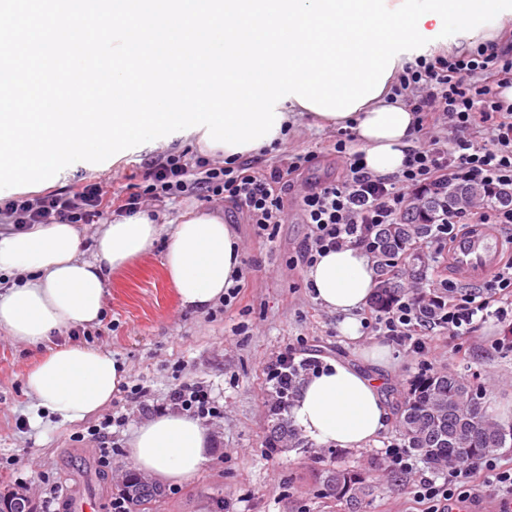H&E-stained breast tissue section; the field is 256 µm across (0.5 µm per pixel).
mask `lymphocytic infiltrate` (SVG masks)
Masks as SVG:
<instances>
[{
	"label": "lymphocytic infiltrate",
	"instance_id": "obj_1",
	"mask_svg": "<svg viewBox=\"0 0 512 512\" xmlns=\"http://www.w3.org/2000/svg\"><path fill=\"white\" fill-rule=\"evenodd\" d=\"M502 41L499 47L481 44L460 54L422 57L403 70L395 92L409 99L422 136L408 150L397 174L383 177L370 172L362 152L352 149L350 133H340L329 144V151L343 162V176L312 188L299 200L308 227L302 254L305 265L347 243L367 247L371 225L396 223L408 193L447 181L512 188V104L498 94L512 85V32L504 34ZM475 72L482 73V84L470 83ZM445 123L454 130V137L445 141L433 137V130ZM486 131L491 142L484 145L477 136ZM319 159V151L311 150L260 168L237 158L220 164L204 155L189 159L165 153L152 162L140 191L109 200L98 183L89 182L74 193L36 199L14 196L0 200V221L16 232L34 224H93L110 213L131 216L146 202L163 204L191 192L206 202L230 203L260 235L270 225L283 223V188ZM511 312L512 256L479 287L462 292L449 286L448 307L437 324L449 335L465 338L488 319H503ZM418 324L414 306L407 300L363 321L364 328L422 354L427 346L416 337ZM170 403L204 421L224 415L211 391L199 382L174 389ZM490 487L501 493L499 512H512V465L494 456L477 460L467 469L449 471L444 483L429 479L415 484L414 497L428 503V512H447L450 502L479 501Z\"/></svg>",
	"mask_w": 512,
	"mask_h": 512
}]
</instances>
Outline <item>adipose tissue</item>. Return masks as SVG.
Returning <instances> with one entry per match:
<instances>
[{
    "label": "adipose tissue",
    "mask_w": 512,
    "mask_h": 512,
    "mask_svg": "<svg viewBox=\"0 0 512 512\" xmlns=\"http://www.w3.org/2000/svg\"><path fill=\"white\" fill-rule=\"evenodd\" d=\"M321 122L352 128L367 168L378 175L401 170L417 126L415 113L388 87L352 113L325 115ZM161 237L165 270L182 306L203 312L222 299L241 266V248L235 229L216 211L188 214L167 234L146 214L104 225L89 260L80 259L82 241L71 224L0 231V273L15 278L0 294V333L38 345L52 332L98 322L112 273ZM305 277L314 300L341 315L342 334L359 338L358 314L376 284L372 257L348 244L321 255ZM126 376L125 365L112 353L72 343L50 350L26 375L25 388L36 413L73 422L108 405ZM291 414L306 437L352 449L375 442L390 417L378 379L336 361L304 380ZM210 445L208 427L170 413L142 423L127 455L154 479L182 483L208 463Z\"/></svg>",
    "instance_id": "adipose-tissue-1"
}]
</instances>
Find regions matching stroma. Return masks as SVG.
Returning a JSON list of instances; mask_svg holds the SVG:
<instances>
[{
    "label": "stroma",
    "mask_w": 512,
    "mask_h": 512,
    "mask_svg": "<svg viewBox=\"0 0 512 512\" xmlns=\"http://www.w3.org/2000/svg\"><path fill=\"white\" fill-rule=\"evenodd\" d=\"M336 128L299 118L287 139L275 151H259L254 161L268 165L286 155L325 146L334 140ZM199 147L190 137L166 142L150 141L124 151L115 162L79 161L50 178L48 191L75 190L89 182L101 183L110 193L126 194L142 186L148 165L163 153L186 156ZM341 163L325 151L318 165L287 196L286 218L272 239L257 236L244 215L230 205L215 202L225 223L234 226L241 243L245 286L232 306L216 305L204 314L183 309L163 267L165 243L157 241L107 284L105 311L98 323L55 334L52 344L80 343L111 352L127 369L126 384L146 391L143 401L132 403L118 392L111 403L84 420L64 422L46 418L21 431L18 418H30V399L25 394V374L48 351L0 334V493L14 491L16 478L28 484L30 499L40 494V473H49L63 501L79 496L95 497L99 512H110L120 497L133 465L125 448L132 432L150 419L151 407L165 405L178 385H209L224 407L223 418L210 421L215 436L210 461L194 478L167 485L150 512H347L323 486V474L335 465L367 467L383 458L387 446L399 437L397 422H390L376 443L364 449H347L336 456L330 447L273 451L269 448L273 385L267 365L287 348L301 361L328 365L349 360L359 369L376 371L383 381L388 409L409 390L421 372L455 371L477 376L487 388L486 402L495 415L512 412V349L496 347L505 323L489 319L475 336L457 341L441 327L424 328L426 357H418L389 338L364 330L359 340L343 336L340 318L313 300L306 286V268L299 250L308 228L302 222L297 201L311 187L337 179ZM463 343L466 355L455 352ZM51 344V345H52ZM385 346L389 358L373 367L372 349ZM127 416L124 428L114 432L119 448L112 458V472L98 465V445L76 441V434L115 413ZM435 472L416 461L406 474L384 471L381 486L366 512H423L411 489Z\"/></svg>",
    "instance_id": "stroma-1"
}]
</instances>
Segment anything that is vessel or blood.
I'll return each instance as SVG.
<instances>
[{"mask_svg":"<svg viewBox=\"0 0 512 512\" xmlns=\"http://www.w3.org/2000/svg\"><path fill=\"white\" fill-rule=\"evenodd\" d=\"M504 240L497 228L470 224L456 237L448 261L452 281L474 285L488 279L504 261Z\"/></svg>","mask_w":512,"mask_h":512,"instance_id":"vessel-or-blood-1","label":"vessel or blood"}]
</instances>
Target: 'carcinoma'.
<instances>
[{
	"label": "carcinoma",
	"instance_id": "carcinoma-1",
	"mask_svg": "<svg viewBox=\"0 0 512 512\" xmlns=\"http://www.w3.org/2000/svg\"><path fill=\"white\" fill-rule=\"evenodd\" d=\"M496 209L512 206V192L493 189L479 183L448 182L407 200L395 224H374L369 241L377 269V283L371 297L373 308L385 313L402 299L410 298L418 306L420 319L431 322L448 304L446 288H406L398 280V271L412 268L414 283L427 279V266L415 252L423 238L436 235L437 226L462 206ZM301 366L292 368V382L287 397L272 406L276 416V436L269 448L276 450L284 441L288 447L303 445L298 429L284 416L292 400ZM486 389L458 373L439 371L422 374L411 384L400 403L399 435L402 446L435 468L463 469L471 462L512 447V424L496 419L485 404ZM383 468L376 463L367 469L338 467L325 472L328 493L347 505L349 512H364V505L374 492L372 472ZM124 494L132 507L142 512L160 496V489L131 473Z\"/></svg>",
	"mask_w": 512,
	"mask_h": 512
}]
</instances>
